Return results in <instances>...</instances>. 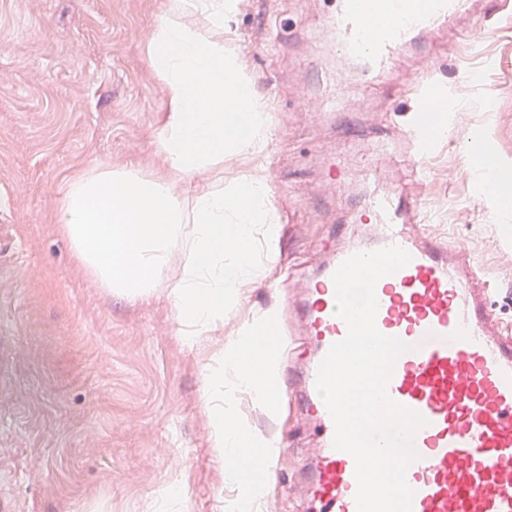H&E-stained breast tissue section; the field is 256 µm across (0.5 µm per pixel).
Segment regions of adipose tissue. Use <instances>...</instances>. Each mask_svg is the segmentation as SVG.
I'll list each match as a JSON object with an SVG mask.
<instances>
[{"label": "adipose tissue", "instance_id": "1", "mask_svg": "<svg viewBox=\"0 0 512 512\" xmlns=\"http://www.w3.org/2000/svg\"><path fill=\"white\" fill-rule=\"evenodd\" d=\"M232 10V0H180L149 37L148 61L166 101L156 149L203 186L186 196L160 177L96 168L71 181L57 219L80 268L100 287L127 296H150L168 256L180 251L182 271L172 292L189 336L223 324L229 295L256 273V235L273 222L265 179L224 180L225 155L261 153L269 137L243 64L224 47V19ZM197 13L209 29L187 24ZM262 339L244 336L220 353L221 368L204 373L209 398H223L228 367L240 386L267 399Z\"/></svg>", "mask_w": 512, "mask_h": 512}]
</instances>
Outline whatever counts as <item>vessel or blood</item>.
Instances as JSON below:
<instances>
[{
	"instance_id": "b4317fda",
	"label": "vessel or blood",
	"mask_w": 512,
	"mask_h": 512,
	"mask_svg": "<svg viewBox=\"0 0 512 512\" xmlns=\"http://www.w3.org/2000/svg\"><path fill=\"white\" fill-rule=\"evenodd\" d=\"M471 7V0H336L328 38L340 55L379 77L403 51L433 48L441 30ZM411 91L425 112L447 97L430 68L415 76ZM431 143L426 125L408 115L383 149L393 163L409 154L408 165L393 190L372 194L356 213L372 225L371 237L332 249L311 277L295 283L296 303L273 307L294 314L311 343L309 359L288 368L292 392L320 437L302 473L304 512H357L355 463L333 446L334 424L316 377L347 333L335 314V271L355 253L392 245L411 260L377 282L376 326L410 346L395 362L389 396L426 420L407 472L411 512H512V335L500 327L472 260L421 228L417 189Z\"/></svg>"
}]
</instances>
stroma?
<instances>
[{
	"label": "stroma",
	"mask_w": 512,
	"mask_h": 512,
	"mask_svg": "<svg viewBox=\"0 0 512 512\" xmlns=\"http://www.w3.org/2000/svg\"><path fill=\"white\" fill-rule=\"evenodd\" d=\"M179 0H0V485L16 512H238L246 494L211 446L203 371L248 328L272 325L277 361L307 340L265 312L268 281L312 273L332 235H365L351 206L378 183L370 139L387 98L424 65L400 56L376 81L340 59L326 37L333 0H235L224 43L267 77L254 93L269 111L262 154L224 158V179L265 177L275 219L256 240L257 276L236 288L212 335L187 337L169 295L182 267L172 252L153 295H109L77 265L57 222L64 192L92 167L135 168L193 193L154 148L165 97L148 62V33ZM476 17L475 42H441L436 71L448 97L419 189L428 229L477 264L494 311L512 326V209L471 166V146L512 170V0ZM296 36L275 37L282 19ZM342 78L341 115L322 114L311 61ZM224 421L264 439L282 427L289 450L253 512H295L298 475L314 441L289 391L261 409L224 387ZM176 489L179 509L166 493Z\"/></svg>",
	"instance_id": "35a3bbf8"
}]
</instances>
